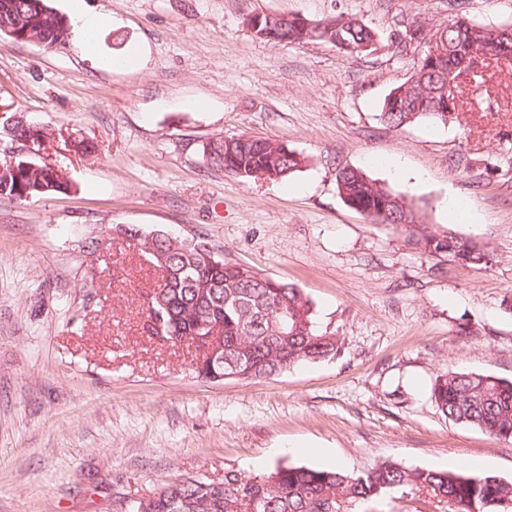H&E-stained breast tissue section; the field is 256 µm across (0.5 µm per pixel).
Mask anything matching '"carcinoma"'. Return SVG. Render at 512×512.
I'll return each mask as SVG.
<instances>
[{"mask_svg":"<svg viewBox=\"0 0 512 512\" xmlns=\"http://www.w3.org/2000/svg\"><path fill=\"white\" fill-rule=\"evenodd\" d=\"M262 18L268 32L259 38L275 44L319 41L354 57L377 39L373 28L344 15L311 26L299 15H284L271 23L267 15ZM5 27L15 34V42L34 31L52 48L65 44L70 34L69 18L56 13L48 0H0V30ZM488 29L465 14L456 16L442 50L423 55L410 78L384 98L383 122L401 128L423 120L444 126L456 120L459 103L440 93L448 77L481 54L512 65V37L494 40ZM12 136L20 150L14 164L4 165L0 173V199L24 201L66 191L68 182L62 172L38 160L47 128L20 119ZM202 154L209 165L241 181L282 180L306 164L303 155L277 139L244 135L212 139L203 145ZM336 189L349 208L372 224L398 227L408 244L428 256L475 268L493 261V253L479 243L423 223L408 194L359 168L339 169ZM124 235L138 241L139 256L160 274L154 287L143 294L144 333L172 346L188 336L199 340L192 364L197 376L212 381L234 373L244 380L266 378L340 352L342 337L318 329L312 301L296 286L226 262L202 242L187 244L160 233L142 234L133 227ZM214 341L224 349L211 359L202 347ZM431 399L448 419L496 439L512 440V382L482 373L448 371L436 377ZM394 494H425L444 504L447 512H512V482L495 475L408 468L391 461L360 473L278 465L257 479L227 471L221 481L168 484L133 504L130 512H355L362 504Z\"/></svg>","mask_w":512,"mask_h":512,"instance_id":"cac0c4a2","label":"carcinoma"}]
</instances>
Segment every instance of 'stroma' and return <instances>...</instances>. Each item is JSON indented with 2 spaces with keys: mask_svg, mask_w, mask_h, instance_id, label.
<instances>
[{
  "mask_svg": "<svg viewBox=\"0 0 512 512\" xmlns=\"http://www.w3.org/2000/svg\"><path fill=\"white\" fill-rule=\"evenodd\" d=\"M111 19L96 53L0 42V109L46 127L43 163L64 194L0 201V512H128L166 483L260 477L279 464L366 470L462 468L512 481V441L447 419L431 399L446 371L512 380V66L499 96L467 93L458 122L393 129L379 118L425 46L402 25L457 14L512 24V0H80ZM258 13L355 17L368 54L273 44ZM283 141L309 162L242 182L208 165L209 140ZM87 139L92 155L74 153ZM351 166L410 193L425 223L494 252L478 270L407 245L336 191ZM465 203L459 220L448 199ZM117 224L203 241L225 261L296 285L335 358L212 383L195 350L142 330L159 278ZM106 239L90 254L92 239Z\"/></svg>",
  "mask_w": 512,
  "mask_h": 512,
  "instance_id": "35a3bbf8",
  "label": "stroma"
}]
</instances>
